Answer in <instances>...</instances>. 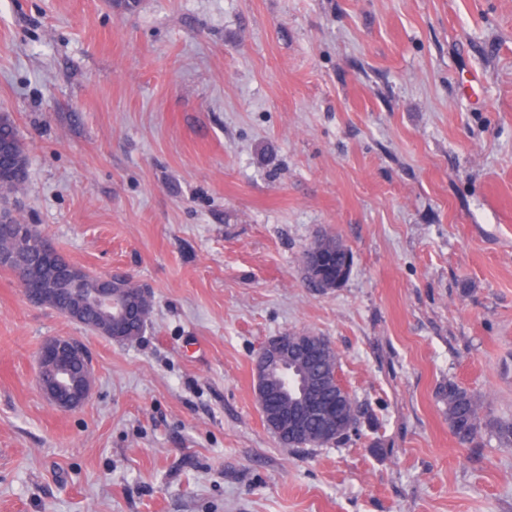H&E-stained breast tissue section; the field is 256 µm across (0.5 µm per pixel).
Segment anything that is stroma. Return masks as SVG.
Listing matches in <instances>:
<instances>
[{"label": "stroma", "instance_id": "35a3bbf8", "mask_svg": "<svg viewBox=\"0 0 512 512\" xmlns=\"http://www.w3.org/2000/svg\"><path fill=\"white\" fill-rule=\"evenodd\" d=\"M1 112L7 206L152 312L118 342L0 267V512H512V448L440 400L512 421V0H0ZM325 232L352 268L323 291ZM293 332L338 353L339 442L262 420L252 362ZM54 336L92 360L75 410ZM116 281H118V284H120V288H131L133 290H137L138 288L139 292L145 296V298L141 299L143 318L133 322L130 326H128L125 329L126 335L116 337L120 341H128L135 339L142 334L151 314L152 302L146 298L150 296L149 291L146 288H140L139 286L135 285L130 278L123 280L118 278ZM75 363H82L80 368ZM39 383L45 398L62 410L79 408L89 397L93 368L82 344L72 337L47 339L39 352ZM440 399L445 407L448 428L460 445H468L491 425L501 445L512 448V422H493L482 416L481 401L472 391L453 381L442 388Z\"/></svg>", "mask_w": 512, "mask_h": 512}]
</instances>
